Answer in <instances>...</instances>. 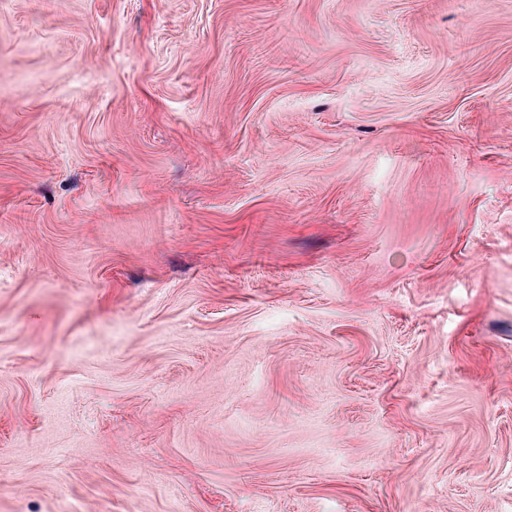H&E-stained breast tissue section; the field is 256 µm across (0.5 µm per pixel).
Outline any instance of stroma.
I'll return each mask as SVG.
<instances>
[{"mask_svg": "<svg viewBox=\"0 0 512 512\" xmlns=\"http://www.w3.org/2000/svg\"><path fill=\"white\" fill-rule=\"evenodd\" d=\"M0 512H512V0H0Z\"/></svg>", "mask_w": 512, "mask_h": 512, "instance_id": "obj_1", "label": "stroma"}]
</instances>
